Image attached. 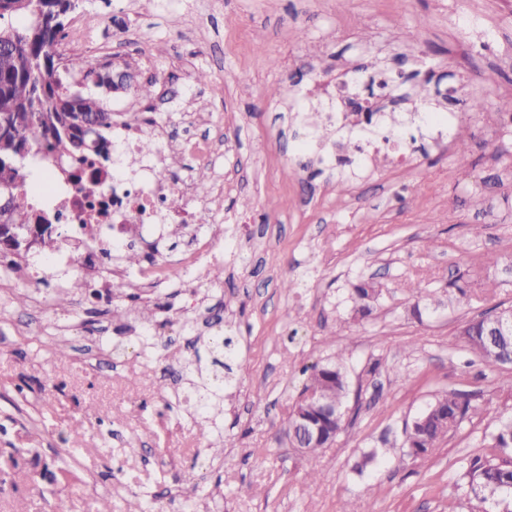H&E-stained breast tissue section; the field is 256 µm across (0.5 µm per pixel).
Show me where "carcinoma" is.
Returning a JSON list of instances; mask_svg holds the SVG:
<instances>
[{
  "label": "carcinoma",
  "instance_id": "obj_1",
  "mask_svg": "<svg viewBox=\"0 0 512 512\" xmlns=\"http://www.w3.org/2000/svg\"><path fill=\"white\" fill-rule=\"evenodd\" d=\"M77 5L78 0H49L47 8L38 12L34 0H0V21L27 20L21 30L0 25V36L17 38L13 48H0V115L9 116L13 127L12 139L0 140V183L13 185L23 195L12 211L13 224L31 223L34 210L28 202L26 167L17 163L14 142L34 145L47 157L66 158L82 165L93 154L108 153L107 138L99 133L96 142H91L78 122L92 119L99 129L112 124V113L100 94L91 89L97 79L112 72V62L95 66L85 57L73 55L62 63L55 50L65 20ZM377 295L378 289L371 283L355 287L354 303L361 317L371 315ZM487 320L483 316L468 321L476 332L468 348L484 368L506 370L512 341L505 338L492 345L483 335ZM343 360L344 353L338 350L334 361L313 366L289 413L288 421L300 415L313 421L319 430L320 437L307 442L305 452L310 455L318 454L343 429V421L335 422L324 414L326 407H343L348 396ZM476 410L470 399L456 391L441 394L426 409L427 423L411 431L403 447L411 456H428L448 434L452 423ZM491 448L495 450L494 457L471 461L469 488L478 502L493 503L501 512H512V419L498 426L491 437Z\"/></svg>",
  "mask_w": 512,
  "mask_h": 512
}]
</instances>
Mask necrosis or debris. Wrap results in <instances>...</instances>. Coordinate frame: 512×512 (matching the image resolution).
Instances as JSON below:
<instances>
[{"mask_svg":"<svg viewBox=\"0 0 512 512\" xmlns=\"http://www.w3.org/2000/svg\"><path fill=\"white\" fill-rule=\"evenodd\" d=\"M392 86H384L373 106H364L355 82L333 81L326 95L332 108L331 124H351L360 133H368L367 117L372 108L388 106L395 97ZM151 141V154H142V141ZM112 160L97 174L98 194L89 197L80 181L72 178L68 167H60V176L44 194V213L54 224H67L70 236L56 250V265L65 267L67 276L56 278L55 285L67 288L73 279L92 274L101 282L121 274L112 261L113 252L127 244L125 228L140 227V242H147L159 224H204L213 220L217 210L212 203L197 198L190 181H161L155 176L158 166L186 153L210 158L209 148L201 143L173 137L165 126L134 121L113 122ZM87 224L96 225V237L83 233Z\"/></svg>","mask_w":512,"mask_h":512,"instance_id":"4bbe7bcc","label":"necrosis or debris"}]
</instances>
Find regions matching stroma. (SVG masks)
Listing matches in <instances>:
<instances>
[{"instance_id": "obj_1", "label": "stroma", "mask_w": 512, "mask_h": 512, "mask_svg": "<svg viewBox=\"0 0 512 512\" xmlns=\"http://www.w3.org/2000/svg\"><path fill=\"white\" fill-rule=\"evenodd\" d=\"M68 25L155 83L149 100L105 93L110 112L211 145L215 166L187 154L170 173L206 179L224 223L188 225L176 244L155 235L152 262L179 277L142 293L149 318L113 319L120 299L63 288L50 297L74 325L60 337L24 286L0 304V512H54L62 494L71 512H96L100 493L113 512H142L150 497L158 512H483L467 470L512 418V392L460 332L512 305L500 248L512 239V114L498 109L512 99V64L502 61L512 0H80ZM340 63L402 72L428 107L438 90L464 86L446 107L467 151L422 136L413 111L398 115L407 167L367 163L354 144L349 164L331 168L299 152L314 132L290 113L295 94L335 79ZM476 93L486 102L477 114ZM185 97L204 115L193 128L173 105ZM196 236L223 253L222 281L207 256L182 269ZM364 280L382 293L362 319L349 295ZM427 295L434 305L412 315ZM227 339L245 364L230 374L211 362ZM339 347L344 427L309 456L290 447L288 414L308 368ZM195 361L224 386L212 421L196 413L187 381L168 377V366ZM450 390L478 414L429 456H382ZM169 448L180 456L169 459Z\"/></svg>"}]
</instances>
